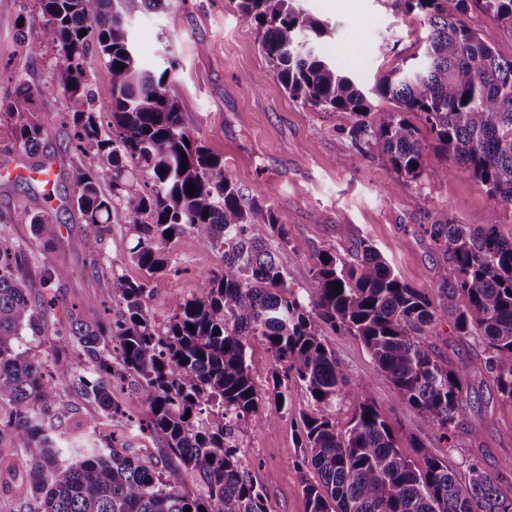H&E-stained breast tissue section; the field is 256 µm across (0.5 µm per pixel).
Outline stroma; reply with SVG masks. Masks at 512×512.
<instances>
[{"label": "stroma", "instance_id": "1", "mask_svg": "<svg viewBox=\"0 0 512 512\" xmlns=\"http://www.w3.org/2000/svg\"><path fill=\"white\" fill-rule=\"evenodd\" d=\"M298 4L327 22L324 53L339 69L366 83L400 66L414 51L420 24L416 16L394 11L392 0H298ZM43 21L41 0H0V67L17 68L40 90L35 107L46 127L38 152H27L16 140L11 119L0 109V164L23 169L49 160L57 163L50 197L38 182L0 180V214L25 210L49 213L56 220L57 235L50 243L35 225L0 223V238L25 254L19 274L33 285L30 301L39 313L40 327L39 334L27 336L26 341L31 354L41 360L58 347V333L68 327L71 305H78L86 320H114L120 306L106 299L113 273L145 278L129 259L133 239L126 225L105 226L98 264H91L85 252L86 226L73 204L74 178L94 167L95 161L74 148L75 127L57 85V50L46 46L30 55L19 44L20 39H34ZM130 28L143 63L159 65L169 53L178 59L184 123L223 159L225 175L249 197H258L261 186L273 187L271 196L258 197L251 232L270 238L268 211L288 216V239L297 252L286 269L295 288L306 287L320 251L343 254L364 238L403 280L433 296L448 276L443 250L424 232L436 212H445L457 224L495 214L502 233H512V208L456 168H447V177L422 189L396 186L392 171L357 151L346 133L345 113L316 110L289 97L261 53L255 28L239 22L237 0H171L167 9L137 15ZM383 41L392 44L391 53L377 54L376 46ZM166 257V271L148 280V308L159 324L172 315L173 297L200 294L207 274L224 267L221 253L207 248L195 230L169 245ZM49 263L63 268L67 277L44 288L40 282ZM327 342L351 378L370 379L369 398L396 426L401 440L417 437L454 467L476 455L492 476L512 458V405L501 401L488 377L471 374L466 413L452 445L441 447L419 417L395 401L389 382L378 374L357 338L336 335ZM431 343L455 367L470 364L481 352L480 346L457 336L449 317L442 318ZM287 395V410L261 432L240 436L238 444L250 475L267 494L269 512H307L296 467L303 454L297 422L312 404L297 382H289ZM62 399L70 410L55 430L62 445L84 451L104 447L113 437L137 449L143 460L163 459V437L139 431L131 421L142 405L137 377L127 376L123 386L112 392L113 403L123 410L119 416H105L95 402L72 389L63 390Z\"/></svg>", "mask_w": 512, "mask_h": 512}]
</instances>
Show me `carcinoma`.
<instances>
[{
  "label": "carcinoma",
  "instance_id": "carcinoma-1",
  "mask_svg": "<svg viewBox=\"0 0 512 512\" xmlns=\"http://www.w3.org/2000/svg\"><path fill=\"white\" fill-rule=\"evenodd\" d=\"M293 2L238 5L240 22L257 28L261 51L291 98L346 113L349 136L400 185L448 175L446 167H424L431 150L512 207V58L497 54L494 29L478 31L465 21L471 0H395L421 18L426 36L411 64L372 87L325 57L327 25ZM479 2L495 25L512 26V0ZM42 5L44 22L30 49H57L59 86L78 128L76 148L96 159L95 169L76 176L74 205L89 226L84 248L98 262L102 225L126 224L135 238L130 260L146 278L112 274L107 298L120 304L118 318L107 325L72 315L70 338L48 366L20 341L37 326L32 284L15 275L21 253L0 241V427L29 460L24 472L10 474L30 493L27 512H269L232 437L262 431L288 407L291 377L315 406L300 414L304 455L297 467L313 472L304 478L307 512H512V493L505 490L512 486V459L493 477L477 458H467L460 475L415 439L409 447L422 462L408 459L394 426L367 397L369 381L352 380L327 345L338 333L358 338L396 401L413 410L437 442H451L465 413L470 372L487 375L512 404V235L504 236L490 217L455 224L438 214L429 232L448 256V279L435 300L400 279L366 239L345 254L321 252L300 294L288 284L282 259L287 216L269 212L277 244L251 234L255 199L244 197L224 174L223 161L184 124L177 59L157 70L136 55L128 18L161 10L167 0ZM92 48L112 74L106 131L87 90ZM7 82L14 85L6 107L17 141L35 150L45 130L34 91L18 71ZM378 99L396 111L376 119ZM104 183L112 188L108 195ZM3 220L34 224L48 241L55 235L46 213L15 212ZM193 229L222 253L224 270L204 278L201 294L174 299L173 314L160 327L147 307L148 279L166 270L165 249L173 240ZM448 311L457 335L483 347L469 365L448 366L427 342ZM254 339L281 366L265 400L248 364ZM66 349L105 377L88 380L60 357ZM127 374L140 380L142 408L134 422L165 438L166 459L146 462L114 444L72 457L75 449L60 447L53 429L69 414L60 388L77 389L114 415L120 409L112 404V381ZM345 402L354 410L342 429L336 407ZM187 472L200 478V493L184 489Z\"/></svg>",
  "mask_w": 512,
  "mask_h": 512
}]
</instances>
